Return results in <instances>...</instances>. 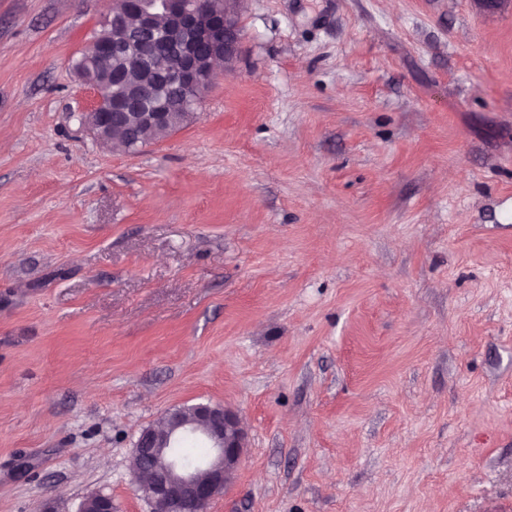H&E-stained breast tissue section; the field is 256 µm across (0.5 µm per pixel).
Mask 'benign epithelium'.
<instances>
[{
    "label": "benign epithelium",
    "mask_w": 512,
    "mask_h": 512,
    "mask_svg": "<svg viewBox=\"0 0 512 512\" xmlns=\"http://www.w3.org/2000/svg\"><path fill=\"white\" fill-rule=\"evenodd\" d=\"M235 0H126V10H109L102 24L123 33L121 45L129 57L143 59L147 39L161 34L173 49L176 64L169 80L193 90V106L199 107L208 80L216 77L215 63L230 66L237 58L243 39ZM92 41L81 54L83 67L78 74L85 84L95 87L94 74L101 50ZM116 84H129L124 95L112 100L109 112L93 108L82 113V122L96 140H112L115 129L125 140L135 137L139 126L163 127L169 113L138 112L139 100L152 94L155 85L148 78L126 81L120 72L109 74ZM186 434L204 436L211 448L208 458L191 468L178 458H164L166 448L177 447ZM247 448V435L238 413L227 406L196 405L174 407L164 413L158 425L144 428L135 444L134 463L137 480L144 481L146 498L153 512H207L205 505L226 487L228 477ZM80 512H112V496L99 493L85 499Z\"/></svg>",
    "instance_id": "7a95c632"
}]
</instances>
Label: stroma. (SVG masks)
<instances>
[{"instance_id": "35a3bbf8", "label": "stroma", "mask_w": 512, "mask_h": 512, "mask_svg": "<svg viewBox=\"0 0 512 512\" xmlns=\"http://www.w3.org/2000/svg\"><path fill=\"white\" fill-rule=\"evenodd\" d=\"M111 0H0V512H152L144 427L228 405L208 512L512 505V0H243L131 152L80 121ZM96 45L98 46V49L94 50ZM103 57L104 55L101 51V46L96 41H91L88 47L81 54L83 67L78 71V74L85 84L91 87V89H94L95 87L93 77L98 69L99 60H102Z\"/></svg>"}]
</instances>
